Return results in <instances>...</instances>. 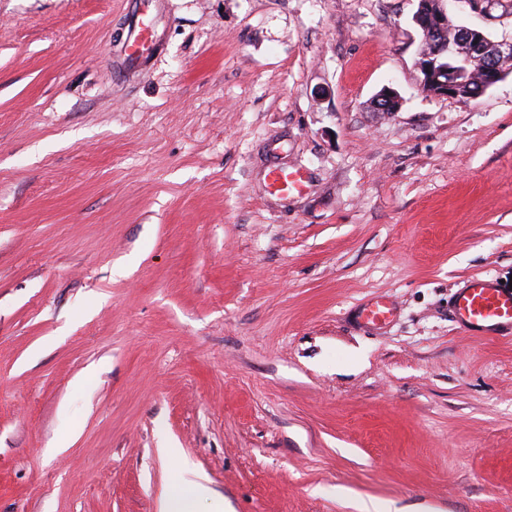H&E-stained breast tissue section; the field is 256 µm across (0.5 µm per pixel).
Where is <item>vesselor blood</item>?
Masks as SVG:
<instances>
[{"label":"vessel or blood","instance_id":"b4317fda","mask_svg":"<svg viewBox=\"0 0 512 512\" xmlns=\"http://www.w3.org/2000/svg\"><path fill=\"white\" fill-rule=\"evenodd\" d=\"M456 322L470 333H512V290L488 279H474L457 292Z\"/></svg>","mask_w":512,"mask_h":512}]
</instances>
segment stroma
I'll list each match as a JSON object with an SVG mask.
<instances>
[{
    "mask_svg": "<svg viewBox=\"0 0 512 512\" xmlns=\"http://www.w3.org/2000/svg\"><path fill=\"white\" fill-rule=\"evenodd\" d=\"M416 8L0 0V512H512V74L422 92ZM147 41L148 25L143 19H138L129 33V47L131 48V53L128 55V59L131 63L138 60L139 56L147 49ZM455 321L470 333H512V290L488 279H472L456 293ZM208 493V487L201 483H191L185 488L170 491L165 496V512H195V501Z\"/></svg>",
    "mask_w": 512,
    "mask_h": 512,
    "instance_id": "stroma-1",
    "label": "stroma"
}]
</instances>
